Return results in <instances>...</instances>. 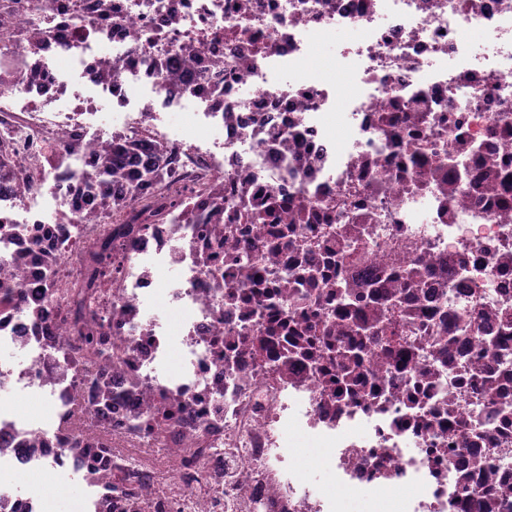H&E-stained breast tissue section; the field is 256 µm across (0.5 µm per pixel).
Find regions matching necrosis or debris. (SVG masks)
<instances>
[{
  "instance_id": "1",
  "label": "necrosis or debris",
  "mask_w": 512,
  "mask_h": 512,
  "mask_svg": "<svg viewBox=\"0 0 512 512\" xmlns=\"http://www.w3.org/2000/svg\"><path fill=\"white\" fill-rule=\"evenodd\" d=\"M0 162V512H512V0H0ZM97 167L99 168L100 175L104 177H110V179L100 180L97 184V189L95 190L94 195H99L103 197V205L106 207V210L109 208L107 206L105 200L107 199V192L109 190L110 185L114 181L125 180L128 178V174L125 172L124 167L118 160V149L113 147L112 149V158L108 155L102 156V158L98 161ZM112 245V230L104 231V233L92 243L91 248L95 255L98 257L100 266L95 270V273L87 279H83V285L78 288L76 283L70 287L72 295L77 297L78 300H83L87 297L92 288L95 286L96 276L101 277L108 272L109 264L105 261L110 252ZM104 259V260H103ZM291 439L294 442L295 448H293V450L296 457H300L301 459L312 458L315 462L316 467H313L308 471V476L311 480L316 479L314 476H312L315 471H322L324 473L327 472V455L322 449L310 447L296 434H291Z\"/></svg>"
}]
</instances>
